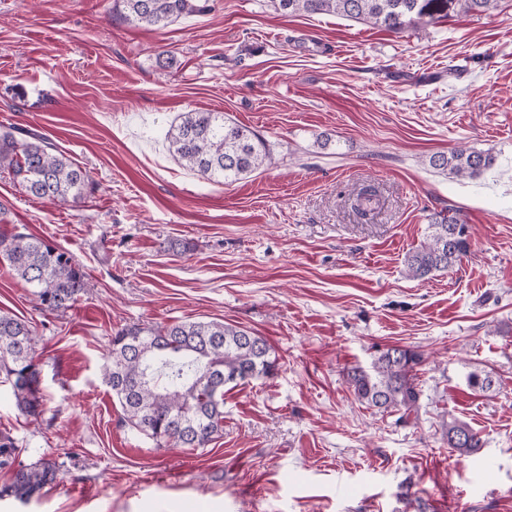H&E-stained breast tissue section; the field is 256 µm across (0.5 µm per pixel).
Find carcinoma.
I'll use <instances>...</instances> for the list:
<instances>
[{
  "label": "carcinoma",
  "instance_id": "1",
  "mask_svg": "<svg viewBox=\"0 0 512 512\" xmlns=\"http://www.w3.org/2000/svg\"><path fill=\"white\" fill-rule=\"evenodd\" d=\"M288 15L336 14L391 32L425 33L448 17L453 7L463 13L487 12L500 0H271ZM112 10L145 27H165L201 10L195 0H113ZM169 151L185 167L208 180L232 183L271 164L273 144L220 112H185L167 132ZM486 150L460 145L424 160L434 172L474 177L493 165ZM0 170L31 195L54 204L81 199L91 179L87 171L44 140L20 139L12 128L0 131ZM377 205L376 191L362 190L356 209L367 216ZM430 234L404 260L409 277L422 279L453 267L469 251L467 225L456 215L436 213ZM0 256L13 273L34 288L41 308L71 309L85 291V273L71 256L26 235L0 237ZM35 331L25 320L0 314V374L8 382L18 407L39 415L42 402L39 372L33 360ZM421 355L406 347L382 351L369 370L348 373L357 400L380 412L397 411L408 421L418 416L422 390L415 368ZM267 340L239 326L219 321L180 322L156 328L126 326L116 331L104 364L103 376L118 401L123 420L152 440L156 447L204 448L224 431V387L232 388L271 374ZM468 387L489 391L492 377L472 372ZM450 452L466 457L482 448L480 434L452 418L444 423ZM14 438L0 433V468L12 470L0 487V500L30 502L56 479L58 464L40 458L15 466Z\"/></svg>",
  "mask_w": 512,
  "mask_h": 512
}]
</instances>
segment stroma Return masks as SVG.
Instances as JSON below:
<instances>
[{
  "mask_svg": "<svg viewBox=\"0 0 512 512\" xmlns=\"http://www.w3.org/2000/svg\"><path fill=\"white\" fill-rule=\"evenodd\" d=\"M163 28L112 0H0V128L34 132L87 170L54 205L0 172V235L68 253L86 291L42 310L0 259V312L37 334L42 412L0 382V431L28 464H59L28 505L0 512H512V0L426 35L269 0H198ZM221 112L274 142L271 166L217 183L165 136ZM491 150L473 178L424 156ZM375 188L369 216L357 193ZM459 212L470 248L422 280L404 257L434 213ZM221 321L277 360L224 394V433L155 447L122 421L103 379L113 331ZM392 346L423 357L418 419L362 405L347 384ZM492 376L472 392L468 373ZM478 431L450 453L442 424ZM444 437L451 453L466 457L482 448L480 434L467 423L452 418L444 423Z\"/></svg>",
  "mask_w": 512,
  "mask_h": 512,
  "instance_id": "obj_1",
  "label": "stroma"
}]
</instances>
